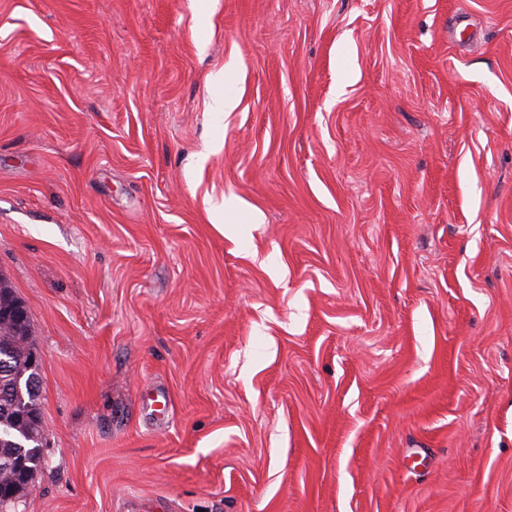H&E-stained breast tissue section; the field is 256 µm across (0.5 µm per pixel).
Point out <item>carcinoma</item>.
Returning a JSON list of instances; mask_svg holds the SVG:
<instances>
[{"label":"carcinoma","mask_w":512,"mask_h":512,"mask_svg":"<svg viewBox=\"0 0 512 512\" xmlns=\"http://www.w3.org/2000/svg\"><path fill=\"white\" fill-rule=\"evenodd\" d=\"M10 309L9 318H0V464L19 462L29 477L41 466L45 440L40 411V390L27 382L37 372L22 362L24 350L34 347L29 317L24 303L0 274V310ZM29 482L10 483L12 499L0 503V512H15L26 495Z\"/></svg>","instance_id":"cac0c4a2"}]
</instances>
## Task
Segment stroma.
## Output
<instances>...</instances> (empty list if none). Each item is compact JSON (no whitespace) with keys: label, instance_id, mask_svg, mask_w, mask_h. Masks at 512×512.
<instances>
[{"label":"stroma","instance_id":"obj_1","mask_svg":"<svg viewBox=\"0 0 512 512\" xmlns=\"http://www.w3.org/2000/svg\"><path fill=\"white\" fill-rule=\"evenodd\" d=\"M0 272L18 512H512V0H0ZM3 308L11 311L9 319L0 318V464L19 462L31 482L42 463L45 434L40 386L32 390L27 382L32 376L41 378L39 372L28 369V365L34 364L35 355L29 358L28 365L21 361L24 350L34 347L29 317L24 303L1 273L0 310ZM2 360L7 364L2 366ZM30 482L20 478L12 481V499L0 502V512H15Z\"/></svg>","mask_w":512,"mask_h":512}]
</instances>
